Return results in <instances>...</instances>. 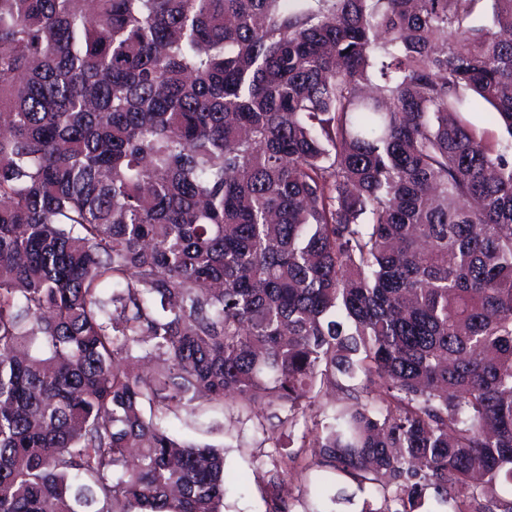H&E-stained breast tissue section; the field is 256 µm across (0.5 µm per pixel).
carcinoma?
I'll use <instances>...</instances> for the list:
<instances>
[{
  "mask_svg": "<svg viewBox=\"0 0 512 512\" xmlns=\"http://www.w3.org/2000/svg\"><path fill=\"white\" fill-rule=\"evenodd\" d=\"M477 2L0 0V512H222L168 421L236 397L279 420L265 512H512V0Z\"/></svg>",
  "mask_w": 512,
  "mask_h": 512,
  "instance_id": "1",
  "label": "carcinoma"
}]
</instances>
